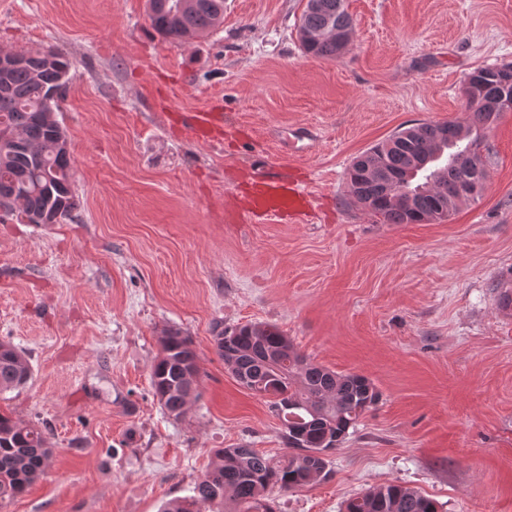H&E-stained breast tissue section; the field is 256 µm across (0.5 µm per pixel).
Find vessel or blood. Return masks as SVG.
Instances as JSON below:
<instances>
[{"label":"vessel or blood","mask_w":512,"mask_h":512,"mask_svg":"<svg viewBox=\"0 0 512 512\" xmlns=\"http://www.w3.org/2000/svg\"><path fill=\"white\" fill-rule=\"evenodd\" d=\"M186 130L200 140H206L220 131L222 116L207 110L186 117ZM311 206L308 193L299 184L270 175L255 183L250 201L243 213L234 217L238 223H257L269 219L289 218L302 221Z\"/></svg>","instance_id":"b4317fda"}]
</instances>
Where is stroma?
Segmentation results:
<instances>
[{
  "label": "stroma",
  "mask_w": 512,
  "mask_h": 512,
  "mask_svg": "<svg viewBox=\"0 0 512 512\" xmlns=\"http://www.w3.org/2000/svg\"><path fill=\"white\" fill-rule=\"evenodd\" d=\"M306 3L224 0L223 26L184 42L152 30L147 0H0V51L72 62L57 118L79 201L77 220L47 226L0 211V342L33 368L0 412L55 450L0 512H159L213 449L286 457L280 419L215 350V326L248 323L380 393L327 476L272 489L275 512H343L388 483L440 512H512V112L487 133L483 192L447 219L383 223L346 185L399 129L465 121L467 75L512 63V0H345L336 58L304 53ZM207 108L223 141L181 127ZM269 170L305 186L308 221L228 223L240 174ZM167 329L198 355L199 396L177 420L151 387Z\"/></svg>",
  "instance_id": "1"
}]
</instances>
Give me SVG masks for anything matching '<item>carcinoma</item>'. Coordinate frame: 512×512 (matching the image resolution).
I'll use <instances>...</instances> for the list:
<instances>
[{
  "label": "carcinoma",
  "instance_id": "cac0c4a2",
  "mask_svg": "<svg viewBox=\"0 0 512 512\" xmlns=\"http://www.w3.org/2000/svg\"><path fill=\"white\" fill-rule=\"evenodd\" d=\"M148 11L156 34L188 41L220 27L224 0H149ZM297 32L306 54L340 56L346 47L338 39L352 33L344 0H307ZM20 57L0 90V120L25 149L0 146V197L12 198L10 211L17 213L19 221L47 210L72 221L78 209L72 162L63 152L64 128L56 117L71 61L54 49ZM464 91L466 123L446 121L443 142L449 154L473 156V165H448L428 188H420V182L413 180L401 186L410 191L411 203L396 200L399 191L393 188L394 182L438 144L437 123H417L353 159L346 177L351 199L386 224H421L428 215L448 210L461 187L484 186L481 138L502 113L512 111V65L474 70L466 78ZM214 341L222 358L224 342H230L233 367L241 377L270 387L263 397L275 413L286 414L283 439L293 453L275 461L253 448H218L192 495L171 502L162 512H274L270 489L303 487L325 474L326 452L335 449L373 408L379 393L364 375L337 373L308 361L269 325L218 327ZM159 344L152 388L165 413L179 419L197 389V353L192 341L178 331L165 332ZM32 376L26 352L0 342V394L25 387ZM53 455L36 424L0 413V501L23 494L47 472ZM345 512H437V505L413 488L390 483L347 500Z\"/></svg>",
  "mask_w": 512,
  "mask_h": 512
}]
</instances>
